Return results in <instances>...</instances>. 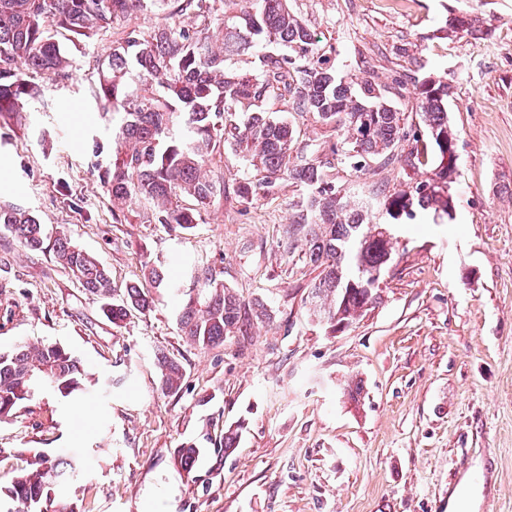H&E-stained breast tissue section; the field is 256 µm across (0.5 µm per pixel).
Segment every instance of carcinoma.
I'll list each match as a JSON object with an SVG mask.
<instances>
[{
	"label": "carcinoma",
	"instance_id": "cac0c4a2",
	"mask_svg": "<svg viewBox=\"0 0 512 512\" xmlns=\"http://www.w3.org/2000/svg\"><path fill=\"white\" fill-rule=\"evenodd\" d=\"M290 0H0V114L25 112L41 100L42 81L66 77L76 64L74 51L88 46L103 29L117 38L93 57V93L102 110L103 131L112 156L102 174L113 203L112 217L122 222L124 206L147 203L145 223L187 230L200 211L182 204L204 205L224 191V175L214 170L216 156L230 145L249 157L255 175L239 184L238 196L252 200L257 191L281 181L299 187L295 215L286 233L302 239L309 260L319 270L308 303L326 326L348 325L377 299L378 278L391 259L393 238L372 224L368 213L342 200L333 162L313 158L297 146L296 130L274 121L263 104L288 94L299 112L341 136L329 146L341 163L358 174L369 162L393 155L402 141L413 144L406 165H430L425 178L385 197L392 224L415 220L424 211L446 214L455 209L448 166L457 164V134L448 119L451 85L428 77L419 86L420 121L406 122L380 88L366 79L355 86L328 66L323 40L291 10ZM164 22L132 20L146 14ZM475 13L451 14L444 32L450 37L481 31ZM284 50L262 56L260 73L231 70L236 60L249 63L259 43ZM0 231L28 249L42 248L45 225L34 214L0 206ZM58 261L91 295L108 299L112 281L94 256L60 234L54 241ZM151 301L140 288L107 305L115 324ZM268 316L258 303L248 308L222 286L188 296L179 325L188 341L207 348L235 334L246 335L252 318ZM160 389L177 394L182 365L165 354L157 357ZM110 384L89 374L57 343L18 344L0 349V419L49 390L79 401L102 395ZM239 429L228 428L215 452L228 456L238 448ZM206 448L196 441L181 444L177 461L191 474ZM74 460L37 454L17 474L5 495L25 512H76V505L55 497L54 486L78 475Z\"/></svg>",
	"mask_w": 512,
	"mask_h": 512
}]
</instances>
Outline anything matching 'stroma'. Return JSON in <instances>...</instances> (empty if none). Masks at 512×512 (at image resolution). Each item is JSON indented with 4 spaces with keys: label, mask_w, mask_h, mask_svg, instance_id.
<instances>
[{
    "label": "stroma",
    "mask_w": 512,
    "mask_h": 512,
    "mask_svg": "<svg viewBox=\"0 0 512 512\" xmlns=\"http://www.w3.org/2000/svg\"><path fill=\"white\" fill-rule=\"evenodd\" d=\"M292 7L325 35L337 74L385 87L410 122L420 82L450 81L453 219L424 213L395 226L378 302L327 332L305 308L317 272L285 232L299 190L283 182L241 202L237 188L253 174L244 153L225 148L224 193L192 229L142 223L137 204L113 223L97 171L111 145L79 57L68 78L44 82L45 111L0 116V206L32 211L100 260L115 299L134 285L152 304L113 325L52 244L30 251L0 234V348L57 343L87 371L122 381L103 400L46 392L0 420V487L43 453L80 462L55 489L79 512H453L466 488L470 512H512V0ZM471 11L487 35L446 38L449 14ZM265 109L313 154L337 139L311 113L280 101ZM410 147L400 142L395 161L361 175L336 167L337 186L374 223L387 220L380 200L420 177L403 161ZM151 265L176 290L154 284ZM208 271L269 317L200 349L178 319L182 295L200 292ZM159 353L185 370L179 394L159 388ZM355 383L356 405L343 393ZM237 424L234 453L210 454L194 477L177 465L181 443Z\"/></svg>",
    "instance_id": "35a3bbf8"
}]
</instances>
